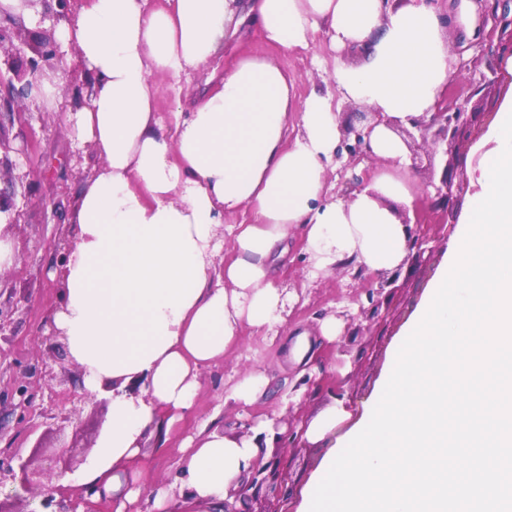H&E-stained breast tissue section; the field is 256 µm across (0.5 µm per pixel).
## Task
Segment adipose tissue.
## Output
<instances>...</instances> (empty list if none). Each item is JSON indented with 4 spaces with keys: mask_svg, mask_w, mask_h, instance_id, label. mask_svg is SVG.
Here are the masks:
<instances>
[{
    "mask_svg": "<svg viewBox=\"0 0 512 512\" xmlns=\"http://www.w3.org/2000/svg\"><path fill=\"white\" fill-rule=\"evenodd\" d=\"M449 7L452 35L429 0L396 9L384 0H251L271 45L306 52L320 33L337 50L364 51L359 65L337 60L331 75L344 99L384 117L369 135L378 167L345 200L325 195L341 136L332 96L294 103V80L273 60H237L193 111L161 121L159 80L179 88L216 55L235 0H86L60 25V43L94 80L87 104L62 123L102 160L79 193L64 303L54 314L86 388L111 396L112 428L77 481L94 500L126 512L140 494L126 477L139 471L145 436L163 443L177 431L203 372L241 325L262 330L281 320L276 261L290 227H303L318 270L353 261L380 271L404 258L401 213L426 190L412 184L410 151L388 122L434 111L454 75L450 40L479 29L474 0ZM239 208L247 222L223 227L225 211ZM228 243L235 257L224 264ZM262 432L257 424L249 435H227L214 423L187 440L184 512H224Z\"/></svg>",
    "mask_w": 512,
    "mask_h": 512,
    "instance_id": "ef3b65f1",
    "label": "adipose tissue"
}]
</instances>
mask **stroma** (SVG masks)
I'll list each match as a JSON object with an SVG mask.
<instances>
[{
	"instance_id": "35a3bbf8",
	"label": "stroma",
	"mask_w": 512,
	"mask_h": 512,
	"mask_svg": "<svg viewBox=\"0 0 512 512\" xmlns=\"http://www.w3.org/2000/svg\"><path fill=\"white\" fill-rule=\"evenodd\" d=\"M266 57L295 78V99L311 93L335 92L329 75L335 53L323 35H316L309 52L292 54L264 41L252 16H244L238 32L222 42L206 68L194 71L181 94L161 87L160 114L188 112L206 90L215 88L233 63L242 57ZM465 66L457 81L471 92L466 109L473 117L467 139L453 150L429 153L413 144L410 153L418 167L413 181L428 182L426 166L442 167L453 160L456 178L453 213L422 209L421 221L408 224L412 234L424 237L421 247L409 250L394 268L373 272V281L389 285L367 298L360 281L345 267L312 272L302 230L292 227L288 257L278 277L289 301L282 321L258 331L244 325L239 342L223 360L205 371L192 416L165 445L146 443L145 461L136 482L145 494L130 512H153L149 492L163 490L168 512H180L182 500L176 480L181 443L214 411H221L224 430L246 434L247 424L264 422L271 432L265 459L280 457L282 477L275 489L250 503L252 512H298L306 485L318 468L325 444L307 434L309 424L323 412L342 406L359 418L374 399L395 347L453 242L457 217L467 210L474 192L469 170L481 153L484 139L506 95L512 94V64L500 62L481 39L462 48ZM16 113L0 112V138L11 147V157L29 170L21 183L0 180V191L13 197L17 223L0 227V239L10 243L16 263L0 270V306L12 312L7 337L0 341V459L14 473L0 477V506L5 512H40L44 491H51L63 507L78 512H113L111 500L85 506L59 486L62 478L76 479L93 455V448L112 426L110 408L93 403L79 365L66 349L51 345L48 323L61 301V288L52 272L57 243L69 230V215L82 185L100 160L89 146L75 142L61 122L68 102L58 111L28 97L18 100ZM335 321L333 340L322 337L325 321ZM268 379L266 394L250 406L230 398L234 386L248 373ZM28 382L36 396L32 408L20 413L15 388ZM82 432L84 447H72L75 432ZM26 474H19V466Z\"/></svg>"
}]
</instances>
